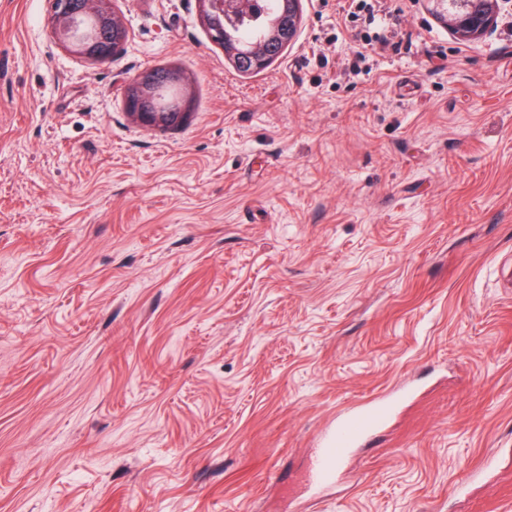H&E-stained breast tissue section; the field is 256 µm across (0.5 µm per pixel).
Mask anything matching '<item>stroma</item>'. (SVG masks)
Segmentation results:
<instances>
[{"instance_id": "obj_1", "label": "stroma", "mask_w": 512, "mask_h": 512, "mask_svg": "<svg viewBox=\"0 0 512 512\" xmlns=\"http://www.w3.org/2000/svg\"><path fill=\"white\" fill-rule=\"evenodd\" d=\"M401 8L358 73L301 0L243 75L196 0H112L102 63L0 0V512H512V30ZM158 67L174 130L124 113ZM405 385L305 493L328 422ZM166 68H156L158 90L154 84V70H146L135 77L129 84L125 96V110L129 119L143 127L151 129H167L185 123L191 112L189 95L181 94L175 87L167 83ZM160 97L163 103L178 97V107L175 111L152 107L155 99Z\"/></svg>"}]
</instances>
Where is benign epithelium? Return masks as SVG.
I'll return each mask as SVG.
<instances>
[{
	"label": "benign epithelium",
	"instance_id": "1",
	"mask_svg": "<svg viewBox=\"0 0 512 512\" xmlns=\"http://www.w3.org/2000/svg\"><path fill=\"white\" fill-rule=\"evenodd\" d=\"M198 3L201 23L207 28L212 19L224 17L229 7L240 8L248 0H198ZM429 3L432 11L444 14L448 29L458 40L471 42L482 38L493 27L506 0H474L473 7L451 11L447 9L446 0H429ZM110 4L111 0H52L50 21L62 44L74 48L79 55L93 62L112 59V44L106 40H87L74 35L75 25L83 16H97L109 29L121 27V20L114 14ZM299 20L298 13L276 17L268 22L263 37L243 45L225 36L222 26L216 28L212 39L223 47L225 54L249 57L257 66L262 67L267 63L270 44L279 43L286 48L293 41ZM154 81V71L146 70L129 84L125 96V110L129 119L139 126L160 130L184 124L191 112L189 96L179 95L178 107L174 111L154 108L152 103L158 98Z\"/></svg>",
	"mask_w": 512,
	"mask_h": 512
}]
</instances>
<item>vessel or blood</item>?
I'll return each instance as SVG.
<instances>
[{"label": "vessel or blood", "instance_id": "obj_1", "mask_svg": "<svg viewBox=\"0 0 512 512\" xmlns=\"http://www.w3.org/2000/svg\"><path fill=\"white\" fill-rule=\"evenodd\" d=\"M406 397V392L398 391L387 398L371 399L339 415L318 445L308 476L309 485L315 489L334 485L339 477L341 463L386 424L395 406Z\"/></svg>", "mask_w": 512, "mask_h": 512}]
</instances>
